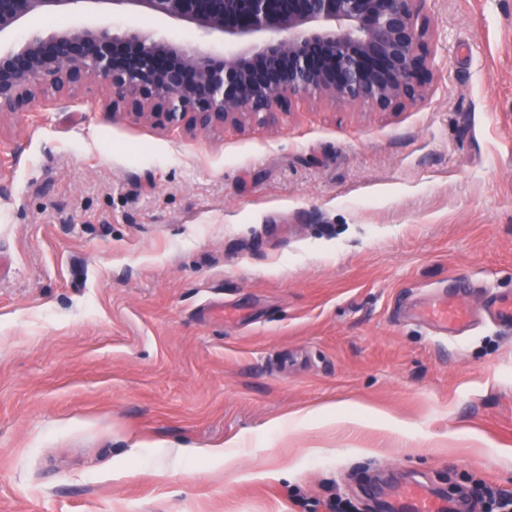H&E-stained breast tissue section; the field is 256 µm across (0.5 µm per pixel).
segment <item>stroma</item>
Instances as JSON below:
<instances>
[{
    "mask_svg": "<svg viewBox=\"0 0 512 512\" xmlns=\"http://www.w3.org/2000/svg\"><path fill=\"white\" fill-rule=\"evenodd\" d=\"M422 13L433 77L397 112L190 131L92 84L0 116V512L512 494V329L416 316L512 294V0ZM422 319L438 327L444 334H456L471 324V312L456 300L440 296L424 305Z\"/></svg>",
    "mask_w": 512,
    "mask_h": 512,
    "instance_id": "stroma-1",
    "label": "stroma"
}]
</instances>
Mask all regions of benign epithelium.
<instances>
[{"label":"benign epithelium","instance_id":"7a95c632","mask_svg":"<svg viewBox=\"0 0 512 512\" xmlns=\"http://www.w3.org/2000/svg\"><path fill=\"white\" fill-rule=\"evenodd\" d=\"M422 0H0V38L31 17L78 8L104 21L0 43V115L45 86L72 95L100 83L136 117L214 130L272 119L294 100L380 112L427 96L434 69ZM141 13L179 22L235 50L198 52L114 19Z\"/></svg>","mask_w":512,"mask_h":512}]
</instances>
